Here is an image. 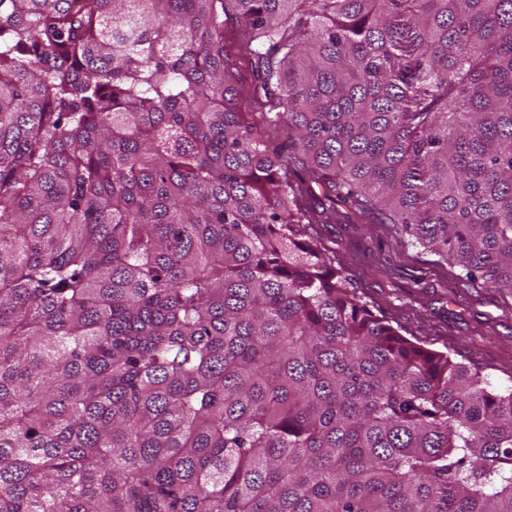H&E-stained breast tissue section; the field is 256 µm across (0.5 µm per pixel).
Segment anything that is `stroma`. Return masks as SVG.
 I'll return each instance as SVG.
<instances>
[{
    "instance_id": "stroma-1",
    "label": "stroma",
    "mask_w": 512,
    "mask_h": 512,
    "mask_svg": "<svg viewBox=\"0 0 512 512\" xmlns=\"http://www.w3.org/2000/svg\"><path fill=\"white\" fill-rule=\"evenodd\" d=\"M375 315L401 335L512 386V295L462 277L390 224L351 217L306 228Z\"/></svg>"
}]
</instances>
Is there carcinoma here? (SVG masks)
<instances>
[{
	"instance_id": "carcinoma-1",
	"label": "carcinoma",
	"mask_w": 512,
	"mask_h": 512,
	"mask_svg": "<svg viewBox=\"0 0 512 512\" xmlns=\"http://www.w3.org/2000/svg\"><path fill=\"white\" fill-rule=\"evenodd\" d=\"M342 206L512 294V0H0V512H512V387ZM239 84L238 104L242 112H261L253 94L259 83L258 73L253 61L244 55L233 57ZM306 232L401 335L430 349L448 347L495 386H512V295L467 280L393 224L351 215L346 224H308Z\"/></svg>"
}]
</instances>
